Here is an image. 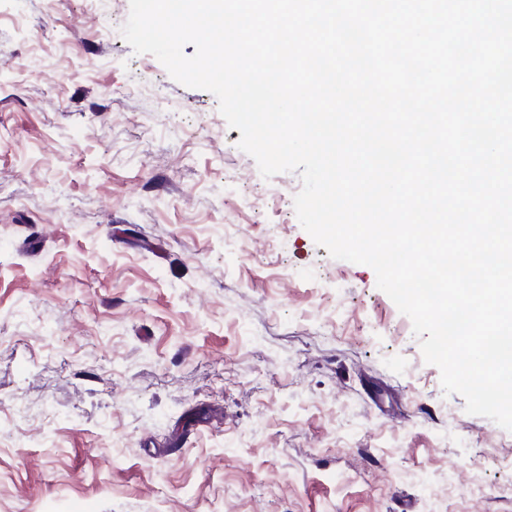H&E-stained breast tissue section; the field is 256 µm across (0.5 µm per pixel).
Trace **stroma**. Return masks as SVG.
Listing matches in <instances>:
<instances>
[{"mask_svg":"<svg viewBox=\"0 0 512 512\" xmlns=\"http://www.w3.org/2000/svg\"><path fill=\"white\" fill-rule=\"evenodd\" d=\"M129 13L0 0V512H512V432Z\"/></svg>","mask_w":512,"mask_h":512,"instance_id":"stroma-1","label":"stroma"}]
</instances>
